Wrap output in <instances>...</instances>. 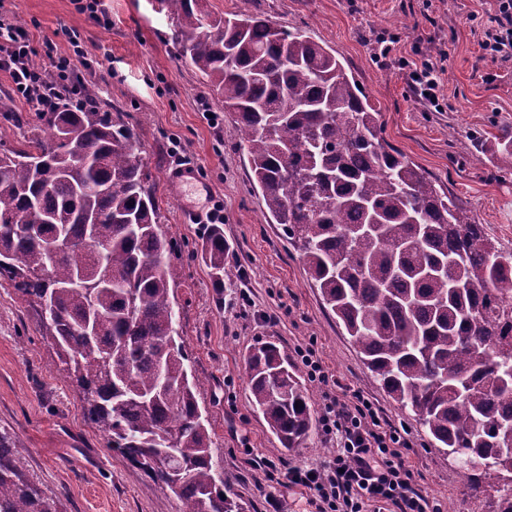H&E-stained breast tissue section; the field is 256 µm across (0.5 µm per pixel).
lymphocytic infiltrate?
<instances>
[{"instance_id":"lymphocytic-infiltrate-1","label":"lymphocytic infiltrate","mask_w":512,"mask_h":512,"mask_svg":"<svg viewBox=\"0 0 512 512\" xmlns=\"http://www.w3.org/2000/svg\"><path fill=\"white\" fill-rule=\"evenodd\" d=\"M481 47L492 58L512 62V0H496L494 24L485 31ZM29 54L26 31L7 24L0 32V68L9 72L16 94L46 111L74 72L69 63H60L55 83H45ZM320 423L323 436L336 448L333 458L317 467H286V487L313 492L318 512H365L372 503L394 507L395 512H431L399 454L407 439L382 426L368 398L359 394L346 403L324 392Z\"/></svg>"}]
</instances>
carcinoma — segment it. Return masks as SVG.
I'll use <instances>...</instances> for the list:
<instances>
[{
  "instance_id": "1",
  "label": "carcinoma",
  "mask_w": 512,
  "mask_h": 512,
  "mask_svg": "<svg viewBox=\"0 0 512 512\" xmlns=\"http://www.w3.org/2000/svg\"><path fill=\"white\" fill-rule=\"evenodd\" d=\"M160 0L173 40L236 114L270 222L388 395L454 458L489 512H512V251L390 146L380 113L335 51L244 8ZM83 100L38 113L45 137L0 152V275L44 313L46 340L110 448L188 512H243L213 470L211 436L175 339L159 211L131 126ZM493 163L512 172V137ZM62 237L67 249L48 243ZM224 234L206 259L224 280ZM253 410L285 448L313 428L310 397L273 343L246 358ZM0 512H60L0 431Z\"/></svg>"
}]
</instances>
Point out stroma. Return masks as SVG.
<instances>
[{
	"label": "stroma",
	"mask_w": 512,
	"mask_h": 512,
	"mask_svg": "<svg viewBox=\"0 0 512 512\" xmlns=\"http://www.w3.org/2000/svg\"><path fill=\"white\" fill-rule=\"evenodd\" d=\"M100 7L102 21L79 11L76 0H0V21L25 29L30 55L42 68L68 59L135 132L161 230L178 244L169 259L171 300L179 340L200 381L212 464L245 512H308L307 493L285 488L269 469L316 467L334 454L317 428L301 447L283 448L253 411L245 357L267 342L287 354L314 412H321L323 399L302 360L309 349L340 399L362 394L388 424L405 431V463L438 512H487L485 498L464 488L453 460L382 388L312 288L282 225L270 223L234 135L235 116L180 54L159 0H100ZM249 8L334 49L380 111L385 140L450 192L502 248L512 249V174L499 173L486 156L497 136L512 133V63L491 59L479 45L493 0H251ZM381 32L395 40L393 60L374 55ZM435 49L447 55L439 111L417 98L400 67ZM0 95L13 96L17 112L0 115V141L15 146L30 137L37 115L14 96L1 70ZM211 112L217 123L208 120ZM179 154L191 161L187 185L174 180ZM208 197L224 209L228 275L220 283L201 258L206 227L191 218L194 201ZM42 332L40 307L0 277V430L24 444L31 474L60 499L62 512H187L88 423L81 395Z\"/></svg>",
	"instance_id": "obj_1"
}]
</instances>
